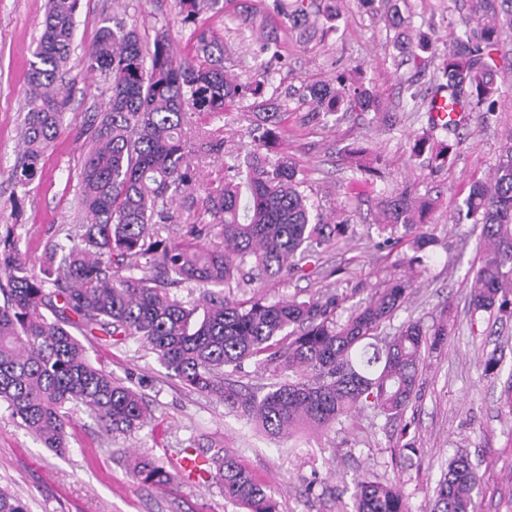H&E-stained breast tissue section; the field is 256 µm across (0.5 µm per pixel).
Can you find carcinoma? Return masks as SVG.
Here are the masks:
<instances>
[{
    "instance_id": "carcinoma-1",
    "label": "carcinoma",
    "mask_w": 512,
    "mask_h": 512,
    "mask_svg": "<svg viewBox=\"0 0 512 512\" xmlns=\"http://www.w3.org/2000/svg\"><path fill=\"white\" fill-rule=\"evenodd\" d=\"M215 0H177L194 21ZM362 0L375 23L394 32L400 56L416 63L435 53L430 39L414 34L412 17L396 6L374 7ZM464 30L452 37L429 94L430 107L445 90L448 102L469 112H495L501 87L496 62L512 37V0H476ZM80 0H48L43 32L27 72L26 113L20 157L11 169L14 185L28 187L65 120L61 85L73 51ZM194 53L177 59L159 32L153 48L135 28L106 19L85 54L89 72L110 76L104 110L87 117L92 147L77 175L84 221L70 244L50 243L43 266L29 265L11 232L0 235V401L12 418L44 447L62 454L68 445V406L82 405L107 435L131 432L146 423L148 407L133 388L112 378L89 358L74 331L102 332L118 346L138 338L185 388L214 396L253 421L268 437H290L308 428L336 430L352 409L368 406L389 418L403 415L416 396L423 351L442 347L448 316L427 323L404 322L379 345L372 342L383 322L401 309L415 286L412 276L378 288L354 306L345 320L337 310L346 297L327 293L246 301L224 297L223 289L255 272L274 276L301 272L300 262L348 225L333 224L314 211L301 191L295 163L260 152L224 162L221 187L200 192L195 165L183 139L193 112L218 114L252 99L269 124L254 139L260 146L277 138L287 113L269 111L263 87L238 83L224 69V41L208 27L193 31ZM311 117L321 112L378 111L369 89L348 78L336 85L308 87ZM454 145L430 133L415 139L413 156L444 167ZM356 170L383 178L369 148L350 150ZM188 205L196 220L185 231L163 237L179 223L176 203ZM458 215L482 225L481 261L468 292L473 312L512 307V146L486 180H476ZM383 230H417L433 208L412 186L380 202ZM433 243L420 232L410 268L423 266L419 253ZM184 283L213 286L202 299L184 302L171 289ZM249 362L271 383L260 398L224 381L225 368ZM135 479L162 487L181 477L175 464L150 457L134 460ZM224 498L245 512H278L272 495L234 456L217 449L205 468ZM480 477L466 454L457 453L442 470L430 512H475ZM354 512H408L397 485L367 475L354 486ZM0 512H27L20 499L0 490Z\"/></svg>"
}]
</instances>
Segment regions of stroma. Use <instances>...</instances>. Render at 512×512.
I'll return each mask as SVG.
<instances>
[{"label": "stroma", "instance_id": "stroma-1", "mask_svg": "<svg viewBox=\"0 0 512 512\" xmlns=\"http://www.w3.org/2000/svg\"><path fill=\"white\" fill-rule=\"evenodd\" d=\"M317 2L324 14L339 7L340 17L332 26L319 22L306 45L298 43L273 0H220L198 19L223 37L224 67L239 83L271 71L266 94L288 112L273 152L293 159L318 210L349 226L346 237L323 251L308 275L258 280L231 288L230 296L305 299L334 289L353 305L384 281L404 276L412 238L400 231L391 247L379 248L378 202L383 193L411 184L434 202L427 228L436 243L408 303L379 334L393 335L407 319L428 321L446 308L447 345L426 356L417 395L402 420L368 408L333 432L272 439L218 399L185 389L139 341L118 346L104 339L87 341L96 366L144 397L148 421L143 428L107 436L85 409H72L69 448L58 456L17 426L0 403V489L20 498L28 512H242L214 483L179 479L161 491L133 478L135 457L147 455L165 464L186 448L200 453L226 449L275 498L279 512H353V480L361 474L396 482L410 512H429L441 468L464 452L481 477L474 493L476 512H512V317L472 314L468 290L480 261L481 228L450 221L471 182L487 177L512 143V44L499 54L502 93L495 114L471 113L466 124L450 132L454 159L433 172L411 155L414 138L430 124L426 112L413 111L410 96L427 94L437 59H426L421 67L402 63L386 31L372 24L360 0ZM398 3L441 52L451 34L462 30L472 6V0ZM45 5L46 0H0V225H12L20 249L36 268L45 245L65 241L79 218L76 174L90 148L83 129L108 97L104 76L86 71L83 56L102 21L123 18L148 44L157 31H166L179 57L191 54L193 47L191 27L174 0H81L62 90L65 125L16 219L12 202L18 190L10 171L18 153L25 74L43 28ZM258 27L271 39L273 51H261L253 35ZM354 70L379 98L381 112L309 119L304 86ZM262 123V113L246 102L218 116L193 114L185 138L204 187H219L223 157L249 149L247 132ZM216 143L221 152L213 151ZM358 144L379 159L385 181L353 172L347 151ZM496 349L503 361L485 371L484 362ZM405 422L424 451L421 461H406L398 446L397 432Z\"/></svg>", "mask_w": 512, "mask_h": 512}]
</instances>
